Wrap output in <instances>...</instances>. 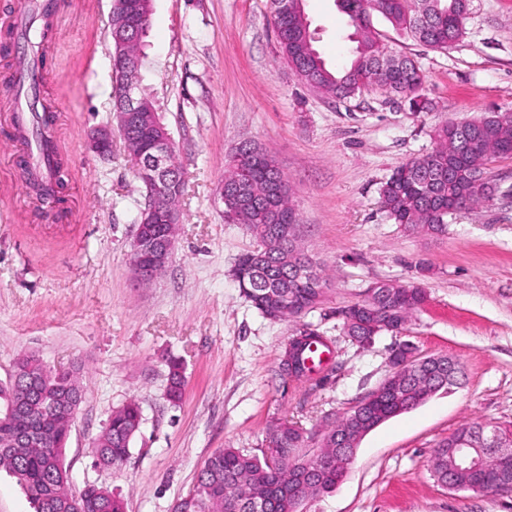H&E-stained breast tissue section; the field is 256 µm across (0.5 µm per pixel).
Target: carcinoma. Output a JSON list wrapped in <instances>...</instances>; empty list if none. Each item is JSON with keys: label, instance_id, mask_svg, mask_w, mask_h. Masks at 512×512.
<instances>
[{"label": "carcinoma", "instance_id": "1", "mask_svg": "<svg viewBox=\"0 0 512 512\" xmlns=\"http://www.w3.org/2000/svg\"><path fill=\"white\" fill-rule=\"evenodd\" d=\"M339 11L348 18L355 43L350 63L343 69L331 68L315 46L304 10L286 14L272 11L278 43L288 64L309 85L339 98L352 97L372 84L380 85L407 98L416 112L428 109L421 94L424 74L407 55H391L387 64L379 57L388 55L382 34L372 25L378 14L401 35L430 49H446L465 35V12L462 0H336ZM31 85L13 83L16 94L28 89L33 96L40 93L41 66L30 69ZM35 136L38 158L49 167L45 176L42 200L60 204L65 187L63 162L50 130L53 116L47 111L31 108L28 119ZM436 149L398 167L380 189L381 205L388 216L408 232L442 234L448 214L473 206L488 197L481 186L488 162L494 157L512 156V113L491 112L479 120L461 127L445 123L434 130ZM278 181L293 203L288 178L277 160L267 150L256 160L236 148L224 173V211L241 223L256 240L257 253L244 254L234 268V278L243 296L265 318L270 311L281 313L280 319H290L289 311L300 308L308 312L323 302L327 280L321 265L302 248H294L288 232L279 229L276 192L262 196L257 186ZM168 194L158 198L164 207L179 206L185 192L182 166L169 171ZM426 290L419 284L375 282L364 298L343 310V329L349 338L360 344L368 335L365 321L378 324L375 335L387 327H405L410 316L425 302ZM314 342L328 347L333 342L304 324L288 338L279 364V376L300 380L311 376L307 364L308 346ZM436 385V379L420 369L397 393L375 389L363 397L345 415L328 423L321 434L314 436L302 427L287 421L277 422L268 430V438L277 444L259 454L245 453L237 448H222L207 458L196 485L178 499L174 512H264L256 506L247 491L261 488L275 499V512H298L296 503H304L336 487L338 473L323 468L318 474L321 487H297L288 493L282 479L292 462L318 458L327 452L336 453V436L346 430L372 431L383 422L416 407L422 393ZM185 386L180 362H169L168 399H181ZM22 389L29 390L24 404L26 412L13 424L16 432L25 435L36 426L49 423L52 405L72 393L66 383L57 378L33 354L23 355L15 363V375L0 382V401ZM142 411L130 401L112 412L101 435L94 441L100 465L119 468L130 455L133 440L140 430ZM502 430V425L473 422L458 428L446 442L470 434L487 435ZM68 439L57 430L54 443L22 448L3 465L31 500L35 512H70L75 500L84 512H124L123 500L107 488L92 484L78 492L69 486L65 453ZM485 469L477 478L470 472L458 476L459 483L468 485L476 480L492 482L498 465L492 449H484Z\"/></svg>", "mask_w": 512, "mask_h": 512}]
</instances>
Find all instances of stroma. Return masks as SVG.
Returning a JSON list of instances; mask_svg holds the SVG:
<instances>
[{"label":"stroma","mask_w":512,"mask_h":512,"mask_svg":"<svg viewBox=\"0 0 512 512\" xmlns=\"http://www.w3.org/2000/svg\"><path fill=\"white\" fill-rule=\"evenodd\" d=\"M111 6L70 0L50 19L40 101L67 169L66 215L31 192L17 99L0 91V381L24 353L54 370L80 366L87 394L67 443L71 487H108L126 512H172L216 450L253 451L274 422L316 432L350 410L389 375L401 338L421 355L456 360L460 385L369 433L336 490L303 512H512V496L448 490L431 467L463 424H512V157L488 163L491 197L449 215L443 234L407 232L380 205L392 172L432 151L436 126L512 112V0H471L465 36L445 51L374 18L425 75L430 109L420 114L380 86L339 99L302 81L280 56L270 0H154L142 84L165 117L187 190L172 259L145 286L130 266L143 197L126 144L116 132L111 157L88 148L113 110ZM304 8L322 57L345 67L354 44L335 0ZM246 140L287 175L303 245L328 275L324 302L303 320L332 339V367L307 380L278 375L294 322L262 317L233 277L255 241L225 217L219 193ZM376 281L423 283L428 300L401 335L362 347L344 336L341 311ZM172 360L185 376L176 403L167 398ZM132 400L142 424L128 461L94 467L92 442Z\"/></svg>","instance_id":"1"}]
</instances>
